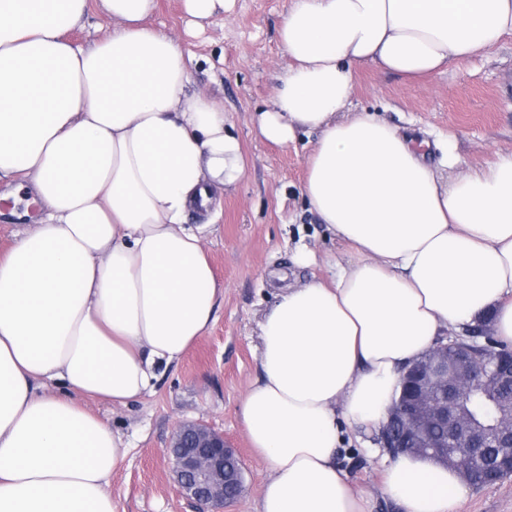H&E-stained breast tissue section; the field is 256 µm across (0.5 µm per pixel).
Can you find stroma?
<instances>
[{
	"mask_svg": "<svg viewBox=\"0 0 512 512\" xmlns=\"http://www.w3.org/2000/svg\"><path fill=\"white\" fill-rule=\"evenodd\" d=\"M289 0H235L229 17L194 25L183 0H157L150 28L173 34L190 57L193 89L223 107L241 143L246 173L225 194L219 214L195 213L193 224L211 225L206 253L224 285L214 324L178 367L127 407L92 401L88 407L119 431L129 448L112 474L110 490L119 512H194L175 487L163 451L178 424L201 420L223 432L243 463L245 488L223 512H258L268 470L249 446L239 403L259 376V322L283 283L328 281L354 258L333 239L300 194L305 158L316 133H299L294 143L273 144L255 127L256 112L274 96L276 74L287 58L278 30ZM352 109L379 112L389 123L425 143L436 161L438 134L454 138L472 167L495 154L512 153V37L464 68H449L423 82L381 70L372 63L356 70ZM41 209L27 189L0 202V251L18 232L37 223ZM338 462L370 512H402L380 490L388 452L376 429L342 425ZM456 512H512V477L469 487Z\"/></svg>",
	"mask_w": 512,
	"mask_h": 512,
	"instance_id": "obj_1",
	"label": "stroma"
}]
</instances>
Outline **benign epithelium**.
I'll list each match as a JSON object with an SVG mask.
<instances>
[{"label":"benign epithelium","mask_w":512,"mask_h":512,"mask_svg":"<svg viewBox=\"0 0 512 512\" xmlns=\"http://www.w3.org/2000/svg\"><path fill=\"white\" fill-rule=\"evenodd\" d=\"M512 386V351L491 349L485 329L470 328L447 337L405 370L399 397L383 425L380 443L390 453H415L442 461L468 476L484 457V449H500L489 468V482L512 474V403L498 407L493 422L483 424L465 410L475 392L491 394ZM440 425L448 432L441 440L429 430ZM237 453L224 435L194 421L178 425L165 448L179 493L194 502L198 512H221L225 488L243 485V470L224 469L226 456Z\"/></svg>","instance_id":"7a95c632"}]
</instances>
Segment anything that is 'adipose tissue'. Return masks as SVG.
<instances>
[{
	"mask_svg": "<svg viewBox=\"0 0 512 512\" xmlns=\"http://www.w3.org/2000/svg\"><path fill=\"white\" fill-rule=\"evenodd\" d=\"M157 0H0V183L43 216L0 255V512H118L122 437L88 400L150 393L215 321L204 249L219 193L244 178L223 108L190 89ZM112 23L86 47L89 8ZM512 36V0H291L287 63L256 113L279 144L317 131L301 193L356 257L288 285L260 323V375L239 413L266 463L258 512H367L336 463L340 422L381 426L409 363L493 312L512 343V153L437 162L379 114L349 107L364 63L423 80ZM466 485L400 454L382 492L454 512Z\"/></svg>",
	"mask_w": 512,
	"mask_h": 512,
	"instance_id": "1",
	"label": "adipose tissue"
}]
</instances>
